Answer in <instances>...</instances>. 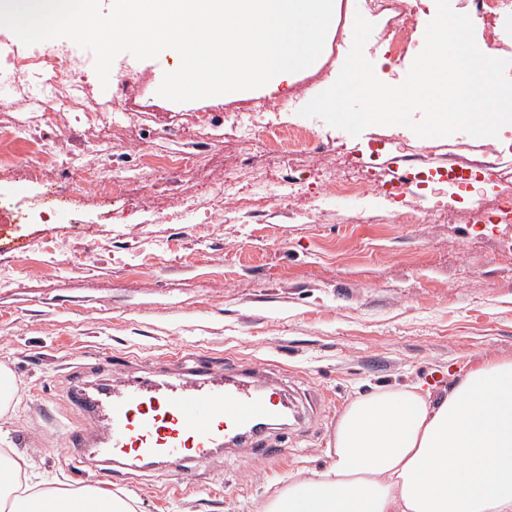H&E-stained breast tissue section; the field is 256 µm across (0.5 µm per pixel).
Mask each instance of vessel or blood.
<instances>
[{
  "mask_svg": "<svg viewBox=\"0 0 512 512\" xmlns=\"http://www.w3.org/2000/svg\"><path fill=\"white\" fill-rule=\"evenodd\" d=\"M81 405L95 426L66 433L68 444L83 448L95 441L113 459H159L175 470L210 457L235 437L265 449L266 426L285 409L274 386L233 375L217 379L202 365L190 381L152 389L127 379L104 386L98 398L82 399Z\"/></svg>",
  "mask_w": 512,
  "mask_h": 512,
  "instance_id": "1",
  "label": "vessel or blood"
}]
</instances>
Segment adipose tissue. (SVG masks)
<instances>
[{
  "mask_svg": "<svg viewBox=\"0 0 512 512\" xmlns=\"http://www.w3.org/2000/svg\"><path fill=\"white\" fill-rule=\"evenodd\" d=\"M327 467L260 512H512V360L488 359L435 394L419 385L357 396ZM24 453L0 450V512H136L133 498L46 489Z\"/></svg>",
  "mask_w": 512,
  "mask_h": 512,
  "instance_id": "ef3b65f1",
  "label": "adipose tissue"
}]
</instances>
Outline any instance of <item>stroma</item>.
<instances>
[{"label": "stroma", "instance_id": "obj_1", "mask_svg": "<svg viewBox=\"0 0 512 512\" xmlns=\"http://www.w3.org/2000/svg\"><path fill=\"white\" fill-rule=\"evenodd\" d=\"M354 0H341L338 25L320 62L290 89L275 84L174 103L158 96L173 50L139 60L115 59L111 82L134 89L125 101L102 89L96 73L83 88L56 87L65 131L51 147L59 159L99 158L95 144L115 139L121 165L135 170L130 205L85 193L49 220L28 214L43 186L0 174V204L15 222L0 241V363L18 387L13 415L0 419V448L27 453L38 475L70 488L91 487L102 467L92 449L71 448L66 429L89 428L77 394L122 376L163 385L191 377L193 360L213 371L262 376L281 389L302 422L274 421L267 431L279 456L251 448L218 451L205 462L123 469V493L136 512H256L269 497L323 470L339 417L359 394L420 384L448 386L451 374L486 359H512V260L502 256L512 223L497 206L512 203V124L492 144L458 132L418 138L409 128L367 127L353 136L299 115L337 79L353 41ZM364 53L376 76L401 84L415 59L386 64L382 34L394 12L373 17ZM44 80L0 72V149L29 155L24 131L40 130ZM297 110H289V100ZM212 115L208 163L201 174L169 182L140 165L143 151L171 156L176 132L194 135ZM313 133L290 157L268 153L267 128ZM473 144L504 180L477 170L460 188L418 184L415 196L373 202L402 170L420 172L415 157L448 162L449 145ZM365 155L366 194L336 196L319 172L342 155ZM243 184L292 180L291 198L274 202L246 189L220 198L224 178ZM322 206L310 207L313 199ZM484 221L472 223L474 202ZM65 239L68 250L53 251Z\"/></svg>", "mask_w": 512, "mask_h": 512}]
</instances>
